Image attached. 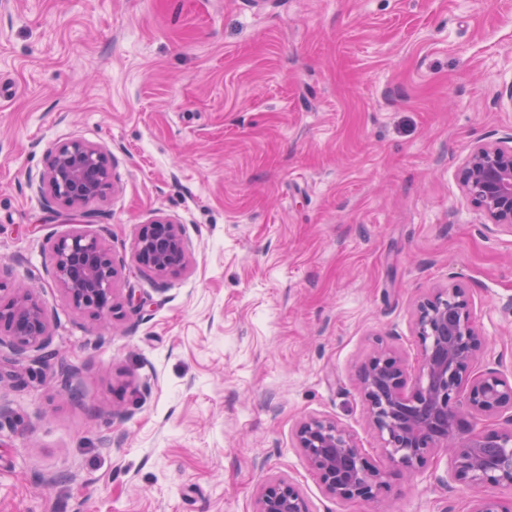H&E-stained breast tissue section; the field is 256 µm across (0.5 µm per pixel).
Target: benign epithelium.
Returning a JSON list of instances; mask_svg holds the SVG:
<instances>
[{"instance_id": "benign-epithelium-1", "label": "benign epithelium", "mask_w": 512, "mask_h": 512, "mask_svg": "<svg viewBox=\"0 0 512 512\" xmlns=\"http://www.w3.org/2000/svg\"><path fill=\"white\" fill-rule=\"evenodd\" d=\"M459 182L463 197L483 213L487 232H512V146L475 143ZM41 184L44 194L71 208L102 199L111 186L106 153L78 139L63 143L48 154ZM50 252V276L67 298L99 318H112L118 307V267L103 239L78 230L55 240ZM134 257L140 269L160 280L187 270L191 257L183 225L166 217L144 225ZM414 332L422 349L414 389L407 390L402 359L390 349L374 352L358 374L366 417L390 461L412 473L448 447L454 479L473 486H512V380L499 370L471 374L487 337L472 316L465 289L454 286L419 300ZM52 343L45 309L27 289L18 288L0 302V349L32 355L31 362L70 395ZM294 447L329 494L369 500L386 486L387 473L367 462L351 432L333 418L299 422ZM255 512L311 510L295 483L276 478L261 485ZM471 512H512V501L479 497Z\"/></svg>"}]
</instances>
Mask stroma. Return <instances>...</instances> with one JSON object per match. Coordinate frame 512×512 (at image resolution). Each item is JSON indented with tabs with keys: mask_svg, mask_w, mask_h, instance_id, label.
<instances>
[{
	"mask_svg": "<svg viewBox=\"0 0 512 512\" xmlns=\"http://www.w3.org/2000/svg\"><path fill=\"white\" fill-rule=\"evenodd\" d=\"M512 0H0V299L44 304L70 397L13 361L0 377V512H254L284 476L311 512H470L433 454L407 477L357 381L378 347L419 382L420 298L466 288L512 370V234L490 237L457 173L512 140ZM109 154L90 232L137 307L76 308L48 273L74 225L39 190L50 148ZM165 216L191 265L160 282L133 245ZM336 419L387 471L328 495L294 446Z\"/></svg>",
	"mask_w": 512,
	"mask_h": 512,
	"instance_id": "35a3bbf8",
	"label": "stroma"
}]
</instances>
